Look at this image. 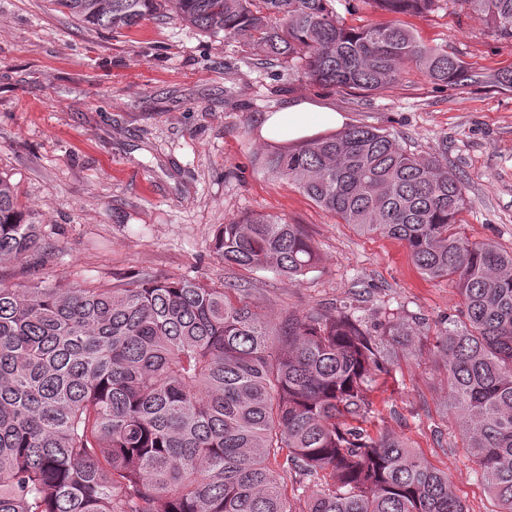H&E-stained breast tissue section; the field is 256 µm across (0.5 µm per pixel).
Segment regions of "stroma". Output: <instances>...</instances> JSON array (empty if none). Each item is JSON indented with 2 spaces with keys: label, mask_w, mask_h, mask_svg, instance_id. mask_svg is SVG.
<instances>
[{
  "label": "stroma",
  "mask_w": 512,
  "mask_h": 512,
  "mask_svg": "<svg viewBox=\"0 0 512 512\" xmlns=\"http://www.w3.org/2000/svg\"><path fill=\"white\" fill-rule=\"evenodd\" d=\"M399 22L475 70L512 68V43L476 14L446 8ZM298 99L340 112L346 126L385 130L414 154H444L465 185L463 234L512 248V91L437 84L412 65L377 91L323 87L298 64L260 62L237 41L168 19L115 34L51 0H0V176L19 187L52 249L44 263L0 264V276L64 287L144 275L233 284L279 322L350 295L372 325L386 308L420 316L414 346L395 350L376 381L371 429L406 438L447 471L466 512H498L431 353L459 308L456 288L425 279L404 243L341 223L257 161L287 151L259 130L266 113ZM251 212L303 225L318 268L295 282L225 266L215 230Z\"/></svg>",
  "instance_id": "obj_1"
}]
</instances>
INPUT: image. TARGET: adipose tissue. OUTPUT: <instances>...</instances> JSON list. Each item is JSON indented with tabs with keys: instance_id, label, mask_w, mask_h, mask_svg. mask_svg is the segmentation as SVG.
Returning a JSON list of instances; mask_svg holds the SVG:
<instances>
[{
	"instance_id": "adipose-tissue-1",
	"label": "adipose tissue",
	"mask_w": 512,
	"mask_h": 512,
	"mask_svg": "<svg viewBox=\"0 0 512 512\" xmlns=\"http://www.w3.org/2000/svg\"><path fill=\"white\" fill-rule=\"evenodd\" d=\"M344 119L339 112L317 106L307 100L293 101L287 107L267 115L260 135L274 143L308 141L320 133L342 128Z\"/></svg>"
}]
</instances>
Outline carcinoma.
Masks as SVG:
<instances>
[{"label": "carcinoma", "instance_id": "carcinoma-1", "mask_svg": "<svg viewBox=\"0 0 512 512\" xmlns=\"http://www.w3.org/2000/svg\"><path fill=\"white\" fill-rule=\"evenodd\" d=\"M335 0H52L118 33L176 20L264 58H298L314 84L377 91L413 63L436 83L490 76L422 43L394 21L347 26ZM426 15L441 0H371ZM512 42V0H448ZM260 165L365 234L403 242L419 272L451 281L458 315L436 334L463 447L512 512V250L457 226L465 186L438 156L351 126ZM44 236L18 188L0 177V262L38 255ZM229 267L298 281L320 262L300 224L251 213L220 225ZM238 288L151 276L62 288L0 278V512H466L448 474L400 437L363 427L390 348L419 318L381 312L368 327L352 304L281 324Z\"/></svg>", "mask_w": 512, "mask_h": 512}]
</instances>
